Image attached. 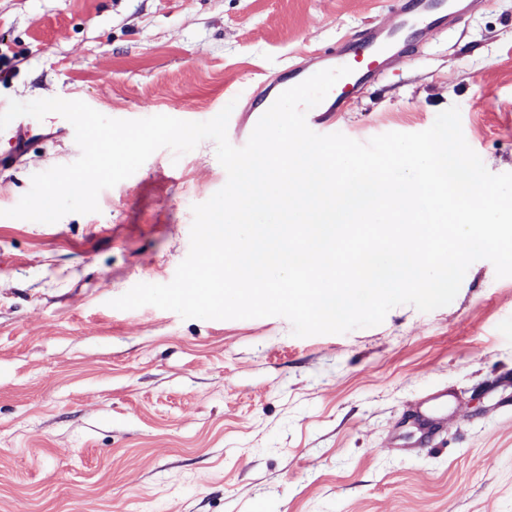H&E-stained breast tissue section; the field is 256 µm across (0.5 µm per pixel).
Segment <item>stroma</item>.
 Masks as SVG:
<instances>
[{
	"label": "stroma",
	"instance_id": "obj_1",
	"mask_svg": "<svg viewBox=\"0 0 512 512\" xmlns=\"http://www.w3.org/2000/svg\"><path fill=\"white\" fill-rule=\"evenodd\" d=\"M396 0H0V99L80 100L123 120L204 122L373 25ZM512 172V0L455 4L340 112L308 127L367 142L450 106ZM0 170V512H512V277L468 269L454 301L297 337L280 316L185 319L109 302L166 284L193 205L227 181L207 139L162 148L99 210L11 218L31 177L80 156L72 124L24 117ZM444 393L445 405L429 408Z\"/></svg>",
	"mask_w": 512,
	"mask_h": 512
}]
</instances>
